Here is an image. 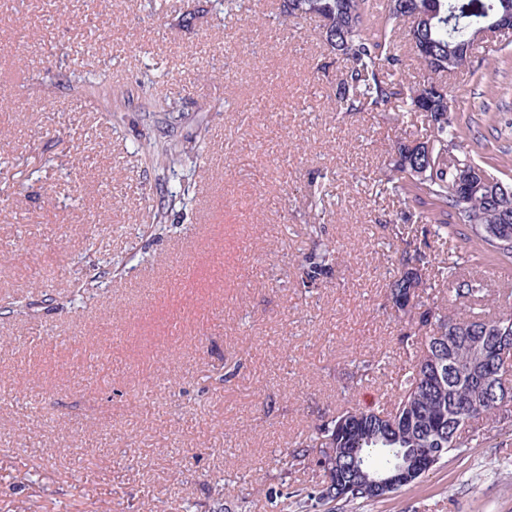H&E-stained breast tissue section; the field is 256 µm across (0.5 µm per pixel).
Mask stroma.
I'll list each match as a JSON object with an SVG mask.
<instances>
[{
	"mask_svg": "<svg viewBox=\"0 0 512 512\" xmlns=\"http://www.w3.org/2000/svg\"><path fill=\"white\" fill-rule=\"evenodd\" d=\"M280 7L0 0V512H299L298 441L392 400L412 360L387 301L404 238L512 313V262L438 239L380 185L424 127L337 111L342 60ZM438 81L464 152L512 185V30ZM166 136L182 152L159 164ZM320 240L332 270L303 284ZM360 360L380 364L362 382ZM469 433L336 512H512V425Z\"/></svg>",
	"mask_w": 512,
	"mask_h": 512,
	"instance_id": "35a3bbf8",
	"label": "stroma"
}]
</instances>
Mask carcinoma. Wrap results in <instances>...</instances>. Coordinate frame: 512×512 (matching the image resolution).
<instances>
[{
	"label": "carcinoma",
	"mask_w": 512,
	"mask_h": 512,
	"mask_svg": "<svg viewBox=\"0 0 512 512\" xmlns=\"http://www.w3.org/2000/svg\"><path fill=\"white\" fill-rule=\"evenodd\" d=\"M370 0H283V13L294 19L317 18L321 37L330 51L344 62L337 85L340 112H384L399 102L408 112L424 113L432 128L440 161L430 164L411 150V143L396 147V158L384 174L383 190L398 200L420 207L418 218L436 225L435 233L448 232V216L468 231L467 239L498 260L512 259V185L499 188L501 180L469 156H458L461 128L450 116L451 102L441 84L429 78L417 87L405 85L397 73L401 54L389 29L399 20L414 19L406 37L413 49L427 47L418 60L432 74L464 66L472 38L483 25L512 13V0H387V13L373 15ZM400 276L391 285L396 312L409 317L401 332L405 347H419L415 360L404 370L399 400L390 410L347 408L312 427L298 447L302 451L287 461L290 467L305 464L306 452L317 448H354L343 463L326 454L316 459L323 471L321 482L297 490V507L308 510L334 501L364 503L378 500L362 488L349 487L342 496L325 495L328 482L347 481L351 468H360L380 479L407 458L433 454L442 460L461 447L460 429L478 419L496 420L506 403L490 402L474 384L472 348L478 341L490 343L498 324L512 323V315L484 319L460 318L455 309L484 302L476 283L457 275L452 266L429 273V261L419 244L402 240ZM335 248L320 243L303 260V272L314 283L329 274ZM445 279L453 298L444 302L425 300L435 288L431 279ZM419 298L418 313L404 310L402 298ZM445 341L439 343L435 336ZM439 361L441 378L430 384L426 370ZM454 369H448V363Z\"/></svg>",
	"instance_id": "1"
}]
</instances>
